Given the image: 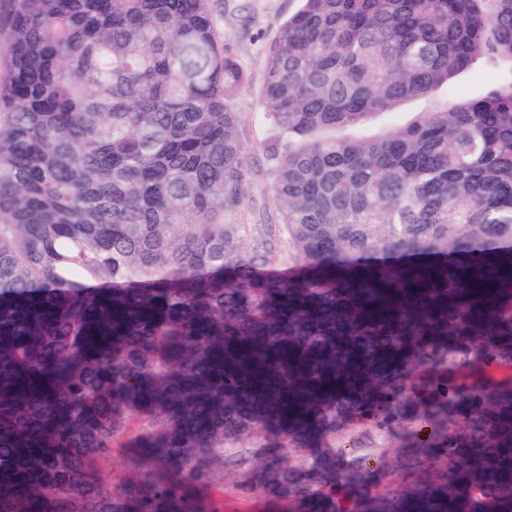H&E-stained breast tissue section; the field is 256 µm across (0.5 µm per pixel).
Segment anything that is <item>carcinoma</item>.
<instances>
[{"mask_svg": "<svg viewBox=\"0 0 512 512\" xmlns=\"http://www.w3.org/2000/svg\"><path fill=\"white\" fill-rule=\"evenodd\" d=\"M216 2L0 0V512H215L191 491L242 435L240 496L288 512H512V0H300L254 226ZM478 59L485 92L436 99ZM132 411L164 419L157 470L114 492ZM356 426L404 429L433 479L283 465Z\"/></svg>", "mask_w": 512, "mask_h": 512, "instance_id": "1", "label": "carcinoma"}]
</instances>
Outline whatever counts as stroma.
I'll return each instance as SVG.
<instances>
[{"label": "stroma", "mask_w": 512, "mask_h": 512, "mask_svg": "<svg viewBox=\"0 0 512 512\" xmlns=\"http://www.w3.org/2000/svg\"><path fill=\"white\" fill-rule=\"evenodd\" d=\"M298 0H224V7L214 16L217 32L231 40L237 60L246 75L245 84L237 91L233 105L241 114V130L245 143L253 151V174L246 186L244 209L238 220L244 224L263 223L270 215L269 163L262 151L273 139L275 130L262 120L265 105L260 88L263 80L265 51L280 27L298 8ZM143 427L142 417L129 416L123 433L112 444V453L100 464V474L112 490H119L127 479L147 467L149 457L131 445ZM400 440L395 435H381L366 427H353L337 432L326 441L327 446L342 450L346 456L366 459L368 466L383 476L377 491L386 493L389 479H398L404 489L430 480L431 472L403 474L397 454ZM226 447L216 444L209 459L208 484L198 497L218 504L223 512H281L277 505L255 496L241 498L236 490L239 472L225 462Z\"/></svg>", "instance_id": "1"}]
</instances>
